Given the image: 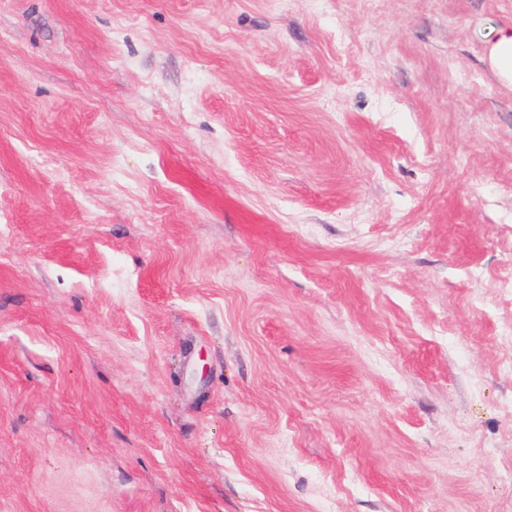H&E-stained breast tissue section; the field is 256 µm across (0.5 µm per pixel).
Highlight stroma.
I'll return each mask as SVG.
<instances>
[{"instance_id": "stroma-1", "label": "stroma", "mask_w": 512, "mask_h": 512, "mask_svg": "<svg viewBox=\"0 0 512 512\" xmlns=\"http://www.w3.org/2000/svg\"><path fill=\"white\" fill-rule=\"evenodd\" d=\"M512 0H0V512H512ZM492 61L501 77L512 81V27L497 30L492 45Z\"/></svg>"}]
</instances>
